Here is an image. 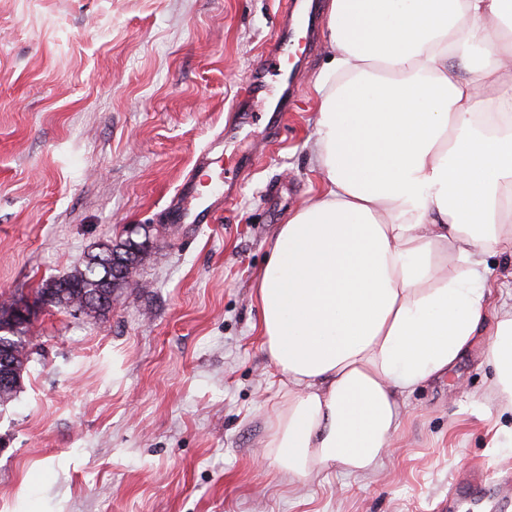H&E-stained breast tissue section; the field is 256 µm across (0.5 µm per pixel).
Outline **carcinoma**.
<instances>
[{
    "label": "carcinoma",
    "mask_w": 512,
    "mask_h": 512,
    "mask_svg": "<svg viewBox=\"0 0 512 512\" xmlns=\"http://www.w3.org/2000/svg\"><path fill=\"white\" fill-rule=\"evenodd\" d=\"M112 264V242L97 244L73 267L69 274L61 278H51L41 283L34 291L33 305L39 308H56L71 312L82 305L83 293L98 291L96 308L88 312L93 317L104 316L112 309V297L126 284L127 279L106 281L112 276V270L106 265ZM31 321L16 325L13 332L12 352L8 359V371L16 378V387L9 391H0V405L11 401L22 385L23 373L30 360V351L25 336L30 331Z\"/></svg>",
    "instance_id": "1"
}]
</instances>
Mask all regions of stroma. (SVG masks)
Listing matches in <instances>:
<instances>
[{
  "label": "stroma",
  "instance_id": "35a3bbf8",
  "mask_svg": "<svg viewBox=\"0 0 512 512\" xmlns=\"http://www.w3.org/2000/svg\"><path fill=\"white\" fill-rule=\"evenodd\" d=\"M285 7L0 0V294L33 298L130 225L152 242L106 316L38 311L22 387L0 406V512H491L462 482L512 492V459L493 445L512 414L485 399L482 347L409 397L374 473L293 484L261 456L282 396L253 286L280 224L319 188L329 58L320 43L286 82L268 52ZM205 150L211 180L242 187L213 223H170Z\"/></svg>",
  "mask_w": 512,
  "mask_h": 512
}]
</instances>
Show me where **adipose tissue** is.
Wrapping results in <instances>:
<instances>
[{
	"label": "adipose tissue",
	"instance_id": "adipose-tissue-1",
	"mask_svg": "<svg viewBox=\"0 0 512 512\" xmlns=\"http://www.w3.org/2000/svg\"><path fill=\"white\" fill-rule=\"evenodd\" d=\"M316 83L320 190L280 225L254 294L286 379L264 457L304 483L367 474L406 398L477 342L512 407V0H331Z\"/></svg>",
	"mask_w": 512,
	"mask_h": 512
}]
</instances>
